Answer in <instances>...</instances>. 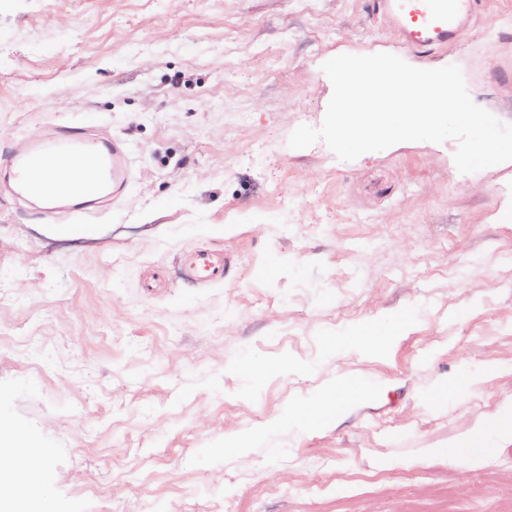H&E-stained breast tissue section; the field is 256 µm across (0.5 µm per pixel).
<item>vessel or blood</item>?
<instances>
[{
    "label": "vessel or blood",
    "instance_id": "obj_1",
    "mask_svg": "<svg viewBox=\"0 0 512 512\" xmlns=\"http://www.w3.org/2000/svg\"><path fill=\"white\" fill-rule=\"evenodd\" d=\"M378 9L415 50H438L454 43L462 22L474 15L478 0H377ZM127 146L115 139L90 140L87 127L56 126L37 139L0 147V165L11 178L15 197L43 210L120 198L129 182ZM76 160V169L54 173L57 158ZM187 275L200 284L223 281L224 257L196 253Z\"/></svg>",
    "mask_w": 512,
    "mask_h": 512
}]
</instances>
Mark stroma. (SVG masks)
<instances>
[{
    "mask_svg": "<svg viewBox=\"0 0 512 512\" xmlns=\"http://www.w3.org/2000/svg\"><path fill=\"white\" fill-rule=\"evenodd\" d=\"M376 53L458 66L512 123V0L431 52L372 0H0V142L94 115L132 167L92 236L0 189V429L41 455L21 485L52 512H95L92 488L108 512L192 490L200 512H512V444L427 454L512 405V164L460 173L454 139L352 161L288 144L323 123V63ZM199 249L223 251L222 284L184 277ZM343 379L357 404L286 418Z\"/></svg>",
    "mask_w": 512,
    "mask_h": 512,
    "instance_id": "1",
    "label": "stroma"
}]
</instances>
